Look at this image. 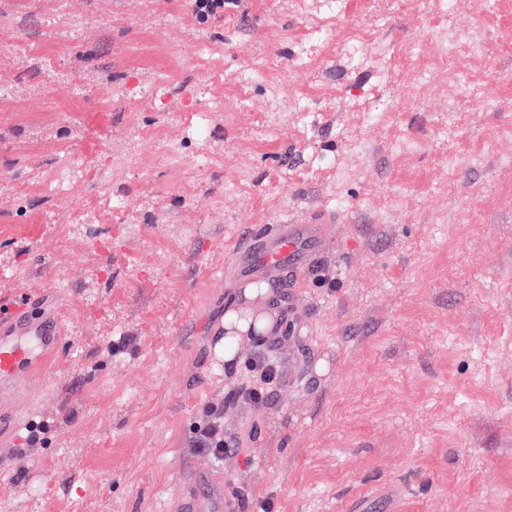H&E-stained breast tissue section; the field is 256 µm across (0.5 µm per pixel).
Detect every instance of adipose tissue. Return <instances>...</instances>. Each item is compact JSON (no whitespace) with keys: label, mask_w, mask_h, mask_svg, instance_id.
I'll return each instance as SVG.
<instances>
[{"label":"adipose tissue","mask_w":512,"mask_h":512,"mask_svg":"<svg viewBox=\"0 0 512 512\" xmlns=\"http://www.w3.org/2000/svg\"><path fill=\"white\" fill-rule=\"evenodd\" d=\"M223 330V336L216 339L212 351L230 372L238 367L241 343L280 332V312L271 300L267 282L254 279L239 286L224 312Z\"/></svg>","instance_id":"obj_1"}]
</instances>
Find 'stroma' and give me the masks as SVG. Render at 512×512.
Masks as SVG:
<instances>
[{"label":"stroma","mask_w":512,"mask_h":512,"mask_svg":"<svg viewBox=\"0 0 512 512\" xmlns=\"http://www.w3.org/2000/svg\"><path fill=\"white\" fill-rule=\"evenodd\" d=\"M308 219L225 373L231 250ZM4 294L63 335L0 406V512H169L202 470L241 512H512V0H0ZM260 348L282 383L229 402ZM192 438L196 450L213 459L224 460V453L235 445L224 435L223 404L210 403L202 409L201 420L195 425Z\"/></svg>","instance_id":"obj_1"}]
</instances>
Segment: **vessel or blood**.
Listing matches in <instances>:
<instances>
[{
    "mask_svg": "<svg viewBox=\"0 0 512 512\" xmlns=\"http://www.w3.org/2000/svg\"><path fill=\"white\" fill-rule=\"evenodd\" d=\"M321 246L317 224H280L237 246L234 258L254 270H285L299 276ZM57 312L24 297L0 304V395L30 372L60 341Z\"/></svg>",
    "mask_w": 512,
    "mask_h": 512,
    "instance_id": "vessel-or-blood-1",
    "label": "vessel or blood"
}]
</instances>
